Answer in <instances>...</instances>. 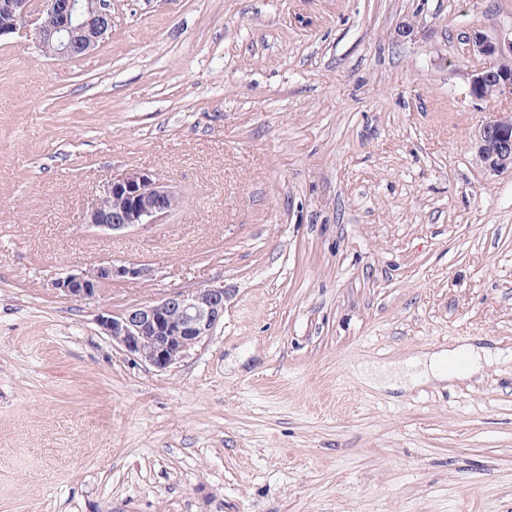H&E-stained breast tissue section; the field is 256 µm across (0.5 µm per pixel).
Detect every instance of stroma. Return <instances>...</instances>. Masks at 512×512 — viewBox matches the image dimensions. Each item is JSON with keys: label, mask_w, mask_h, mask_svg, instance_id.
<instances>
[{"label": "stroma", "mask_w": 512, "mask_h": 512, "mask_svg": "<svg viewBox=\"0 0 512 512\" xmlns=\"http://www.w3.org/2000/svg\"><path fill=\"white\" fill-rule=\"evenodd\" d=\"M91 55L0 42V512H512V172L467 38L512 0H112ZM412 26L402 36L403 26ZM130 168L181 208L87 227ZM152 267L91 301L68 270ZM221 283L160 372L97 318ZM473 346L469 377L362 367ZM506 114L481 123L476 134L477 156L489 175L512 171V115Z\"/></svg>", "instance_id": "35a3bbf8"}]
</instances>
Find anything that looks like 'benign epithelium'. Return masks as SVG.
Instances as JSON below:
<instances>
[{"instance_id":"benign-epithelium-1","label":"benign epithelium","mask_w":512,"mask_h":512,"mask_svg":"<svg viewBox=\"0 0 512 512\" xmlns=\"http://www.w3.org/2000/svg\"><path fill=\"white\" fill-rule=\"evenodd\" d=\"M112 30V0H0V40L31 32L39 45L53 48L50 57L73 59L94 52ZM472 51L498 66L501 99L512 100V35L490 38L477 30L468 37ZM479 161L490 175L512 171V115L489 119L476 134ZM119 209L109 210L112 200ZM182 201L180 193L155 174L128 169L106 180L86 224L105 234H122L158 224ZM153 269L139 262L108 263L76 270L57 279L53 288L74 301L94 300L117 281H144ZM228 292L207 285L167 293L155 300L100 317L106 335L129 355L165 371L190 351L224 318Z\"/></svg>"}]
</instances>
